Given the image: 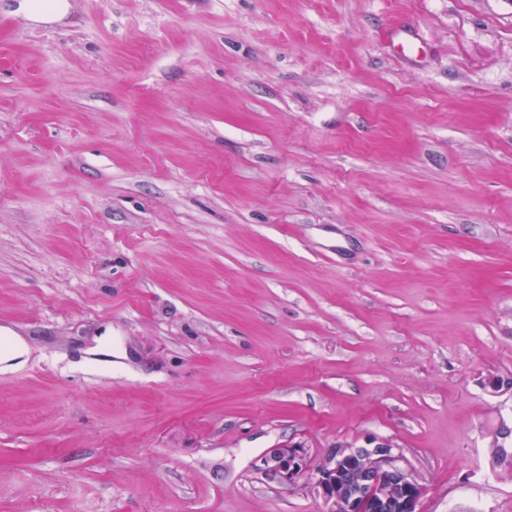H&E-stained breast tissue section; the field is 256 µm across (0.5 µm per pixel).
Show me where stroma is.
<instances>
[{"instance_id":"35a3bbf8","label":"stroma","mask_w":512,"mask_h":512,"mask_svg":"<svg viewBox=\"0 0 512 512\" xmlns=\"http://www.w3.org/2000/svg\"><path fill=\"white\" fill-rule=\"evenodd\" d=\"M69 2L0 0V512H320L259 458L369 438L512 512V0ZM388 47L393 53L408 61H414V57L419 58L421 56L418 37L406 29L405 26H400L392 31L388 39Z\"/></svg>"}]
</instances>
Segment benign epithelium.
Masks as SVG:
<instances>
[{"label":"benign epithelium","mask_w":512,"mask_h":512,"mask_svg":"<svg viewBox=\"0 0 512 512\" xmlns=\"http://www.w3.org/2000/svg\"><path fill=\"white\" fill-rule=\"evenodd\" d=\"M510 437L512 428L500 427L492 464L512 467V448L505 446ZM398 461L386 440H372L368 446L342 443L330 449L316 467L313 483L322 512H420L425 487ZM258 470L284 487H293L309 473L310 460L302 445L284 444L268 449Z\"/></svg>","instance_id":"benign-epithelium-1"}]
</instances>
